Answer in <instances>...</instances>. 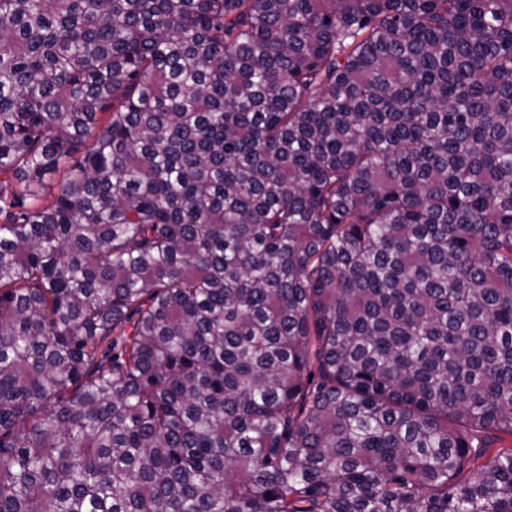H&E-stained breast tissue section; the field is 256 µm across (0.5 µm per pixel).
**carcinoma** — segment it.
<instances>
[{
  "label": "carcinoma",
  "instance_id": "1",
  "mask_svg": "<svg viewBox=\"0 0 512 512\" xmlns=\"http://www.w3.org/2000/svg\"><path fill=\"white\" fill-rule=\"evenodd\" d=\"M0 216V512H512V0H0Z\"/></svg>",
  "mask_w": 512,
  "mask_h": 512
}]
</instances>
